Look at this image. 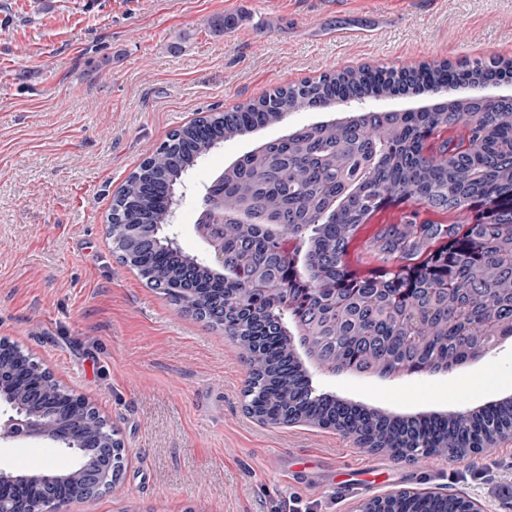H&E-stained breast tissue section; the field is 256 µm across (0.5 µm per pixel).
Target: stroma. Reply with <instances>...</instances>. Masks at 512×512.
Wrapping results in <instances>:
<instances>
[{
  "mask_svg": "<svg viewBox=\"0 0 512 512\" xmlns=\"http://www.w3.org/2000/svg\"><path fill=\"white\" fill-rule=\"evenodd\" d=\"M355 24L368 36L337 39ZM512 59V0H0V337L86 398L121 440L111 493L60 512H355L410 490L512 512V437L458 460L400 461L310 422L246 411L249 369L231 337L182 311L119 260L112 198L170 133L327 71ZM334 104L225 141L186 178L181 247L207 185L293 128L345 116ZM473 210L409 199L362 224L345 261L392 268L385 228L463 227ZM512 375V338L452 372L314 373L317 392L399 416L444 414L511 397L512 386L449 395L452 381ZM43 440L0 444V468L55 460Z\"/></svg>",
  "mask_w": 512,
  "mask_h": 512,
  "instance_id": "obj_1",
  "label": "stroma"
}]
</instances>
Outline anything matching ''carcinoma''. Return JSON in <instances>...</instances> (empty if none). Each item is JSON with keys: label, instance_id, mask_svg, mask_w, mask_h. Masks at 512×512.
I'll return each mask as SVG.
<instances>
[{"label": "carcinoma", "instance_id": "obj_1", "mask_svg": "<svg viewBox=\"0 0 512 512\" xmlns=\"http://www.w3.org/2000/svg\"><path fill=\"white\" fill-rule=\"evenodd\" d=\"M512 71V61L453 70L444 64L331 72L313 82L277 88L202 125L174 131L130 174L112 202V237L126 264L177 305L200 313L224 306V332L249 363L246 409L271 424L288 423V410L334 427L393 458L444 455L452 460L481 451L480 441L512 427V402L468 415L403 418L344 405L311 393L296 337L279 323L297 315L320 367L390 377L404 370L446 369L482 357L496 339L512 337V102L452 99L436 112H362L306 125L241 156L209 185L201 205L224 212L213 232L224 250V282L197 255L169 246L164 233L177 188L194 164L224 140L283 123L316 98L365 100L398 85L421 91L437 83L485 84ZM465 133L445 154H424L436 130ZM415 199L438 209H482L459 234L439 225L407 224L389 250L405 263L360 275L345 263L354 234L383 206ZM440 248L418 263V244L436 237ZM302 240L310 263L300 270ZM377 512H462L456 495L402 491L376 499Z\"/></svg>", "mask_w": 512, "mask_h": 512}]
</instances>
